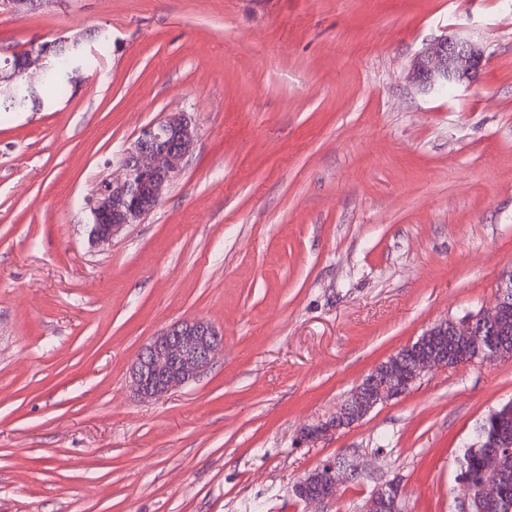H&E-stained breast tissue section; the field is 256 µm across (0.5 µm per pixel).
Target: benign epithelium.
Returning a JSON list of instances; mask_svg holds the SVG:
<instances>
[{"instance_id": "7a95c632", "label": "benign epithelium", "mask_w": 512, "mask_h": 512, "mask_svg": "<svg viewBox=\"0 0 512 512\" xmlns=\"http://www.w3.org/2000/svg\"><path fill=\"white\" fill-rule=\"evenodd\" d=\"M84 41L85 36L76 33L31 46L21 53L17 66L0 68V88L36 86L34 75L47 70L55 48L62 45L79 51ZM484 60V50L475 41L443 35L425 44L417 54L410 79L424 92L435 91L445 84L459 85L473 78ZM197 137V125L180 112L167 114L140 131L112 176L103 179L88 199L91 223L87 228L92 245L110 244L127 225L140 223L160 204L183 172ZM511 306L512 271H509L502 275L500 289L490 307L427 329L416 342L398 351L364 378L331 421L307 434L317 436L350 426L377 406L401 396L424 374L475 362L477 357L471 352L479 346L474 336L476 322L482 318L505 333L504 316ZM223 349L224 332L212 322L202 318L178 321L152 337L141 349L130 369L132 385L141 398H156L196 381ZM511 447L512 434L501 435L488 451L480 486L460 482L456 512H471L470 504L476 501L477 491L483 499L491 496L499 500L498 493L506 475L500 467L506 457L501 449ZM363 472V466L354 456L341 454L299 480L294 490L306 503L325 504L336 497L340 482L353 473ZM401 499L400 484L388 482L375 490L365 510L401 512Z\"/></svg>"}]
</instances>
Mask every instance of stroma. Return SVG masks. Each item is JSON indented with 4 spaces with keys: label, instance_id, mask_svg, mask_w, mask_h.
<instances>
[{
    "label": "stroma",
    "instance_id": "stroma-1",
    "mask_svg": "<svg viewBox=\"0 0 512 512\" xmlns=\"http://www.w3.org/2000/svg\"><path fill=\"white\" fill-rule=\"evenodd\" d=\"M99 30L73 94L0 112V512H312L341 453L404 512H455V456L512 401V359L440 368L313 442L375 367L492 305L512 270V0H47L0 8V55ZM479 77L426 94L441 35ZM198 140L142 223L88 240L87 199L149 123ZM224 349L153 400L129 369L171 323ZM484 60V50L475 41L443 35L426 43L417 54L410 79L423 92L436 91L445 84L456 86L473 78ZM351 472L354 475L362 474L363 465L357 463L353 455L341 454L299 480L294 485V490L305 503H329L336 497L338 484L347 481Z\"/></svg>",
    "mask_w": 512,
    "mask_h": 512
}]
</instances>
